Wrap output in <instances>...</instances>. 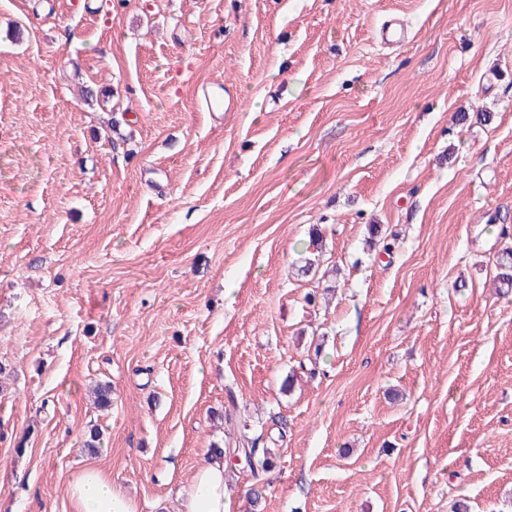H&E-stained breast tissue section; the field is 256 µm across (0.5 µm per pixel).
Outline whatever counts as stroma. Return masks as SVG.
<instances>
[{
	"label": "stroma",
	"mask_w": 512,
	"mask_h": 512,
	"mask_svg": "<svg viewBox=\"0 0 512 512\" xmlns=\"http://www.w3.org/2000/svg\"><path fill=\"white\" fill-rule=\"evenodd\" d=\"M508 247L512 0H0V512H512ZM224 96V101L227 104L225 112H236L240 101L236 93L229 86L224 85L222 82L212 83L210 92L204 90V98L207 108L214 112V107L219 105L218 96ZM261 441L258 436L252 441L253 447ZM222 455L210 454L198 468L192 484L182 493L180 510L178 512H229L225 501V481L232 471L223 455L228 454L229 459L239 458L243 468L249 470L254 480L251 493L256 503L262 498V491L259 488L265 485V476L275 467V456L269 448H262V455L259 448H218ZM69 495L73 512H136L134 502L116 492L97 468L82 470L72 481Z\"/></svg>",
	"instance_id": "obj_1"
}]
</instances>
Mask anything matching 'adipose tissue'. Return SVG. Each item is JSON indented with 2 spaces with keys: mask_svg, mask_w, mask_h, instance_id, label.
Instances as JSON below:
<instances>
[{
  "mask_svg": "<svg viewBox=\"0 0 512 512\" xmlns=\"http://www.w3.org/2000/svg\"><path fill=\"white\" fill-rule=\"evenodd\" d=\"M230 471L223 456H207L183 492L179 512H229L224 487ZM69 495L73 512H136L134 502L116 492L97 468L82 470L72 481Z\"/></svg>",
  "mask_w": 512,
  "mask_h": 512,
  "instance_id": "ef3b65f1",
  "label": "adipose tissue"
}]
</instances>
